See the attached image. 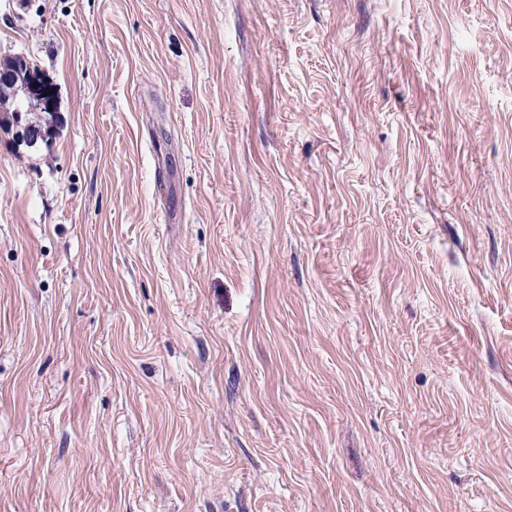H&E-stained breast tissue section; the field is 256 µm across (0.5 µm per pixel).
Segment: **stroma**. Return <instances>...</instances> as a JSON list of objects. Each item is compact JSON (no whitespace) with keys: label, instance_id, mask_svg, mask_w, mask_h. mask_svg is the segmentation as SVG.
Here are the masks:
<instances>
[{"label":"stroma","instance_id":"35a3bbf8","mask_svg":"<svg viewBox=\"0 0 512 512\" xmlns=\"http://www.w3.org/2000/svg\"><path fill=\"white\" fill-rule=\"evenodd\" d=\"M0 512H512V0H0ZM18 83L28 86L26 92L39 93L45 97L42 100L44 112H56V96L53 85L40 74H35L27 67L26 60L22 57H8L0 61V86L17 85ZM48 92V95H45ZM52 107V111H49ZM47 125H35L22 122L18 120V123L12 124L15 128V137L18 144H24L27 147L33 148L39 145L41 142L47 141V132L51 127L49 118L46 119Z\"/></svg>","mask_w":512,"mask_h":512}]
</instances>
